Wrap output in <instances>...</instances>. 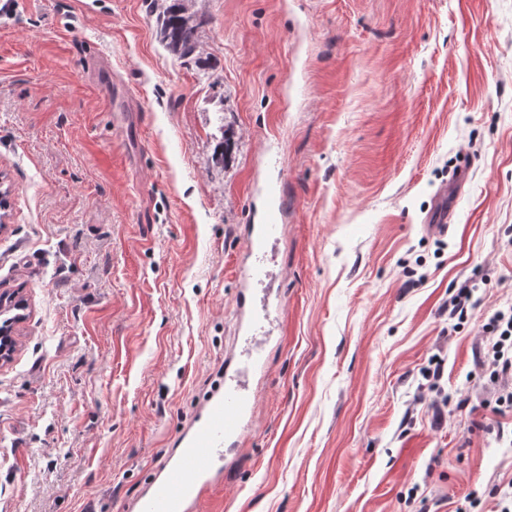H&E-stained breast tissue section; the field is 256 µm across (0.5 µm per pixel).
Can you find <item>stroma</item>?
<instances>
[{
  "mask_svg": "<svg viewBox=\"0 0 512 512\" xmlns=\"http://www.w3.org/2000/svg\"><path fill=\"white\" fill-rule=\"evenodd\" d=\"M194 6L202 66L162 46L157 0L0 13V294L27 303L0 362V512H131L224 372L268 183L286 305L210 508L496 512L512 412L477 353L512 306V0ZM436 362L442 407L419 389ZM439 197V205L428 214L426 222L434 231L447 232L448 223L453 218V209L451 206H448V186L440 190Z\"/></svg>",
  "mask_w": 512,
  "mask_h": 512,
  "instance_id": "stroma-1",
  "label": "stroma"
}]
</instances>
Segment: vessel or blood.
<instances>
[{
  "label": "vessel or blood",
  "instance_id": "b4317fda",
  "mask_svg": "<svg viewBox=\"0 0 512 512\" xmlns=\"http://www.w3.org/2000/svg\"><path fill=\"white\" fill-rule=\"evenodd\" d=\"M426 218L430 228L444 232L453 217L447 190ZM283 206L275 190H267L256 222L248 230L250 263L240 277L238 310L253 309L252 284L262 281L267 244L276 236ZM255 409L253 394L239 381V372L225 369L224 381L203 400L189 426L178 436L170 455L137 498L133 512H197L212 485L224 478V451L242 437L246 419Z\"/></svg>",
  "mask_w": 512,
  "mask_h": 512
}]
</instances>
